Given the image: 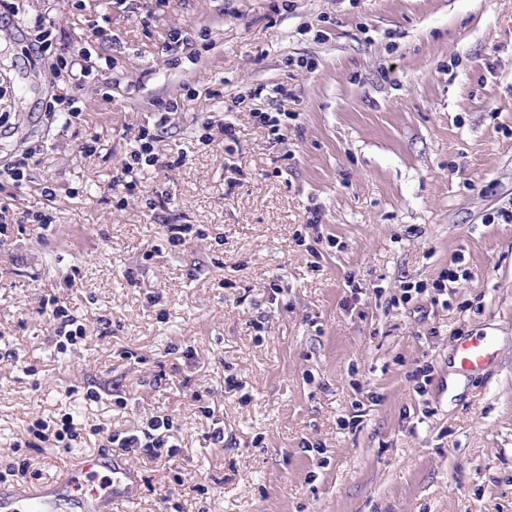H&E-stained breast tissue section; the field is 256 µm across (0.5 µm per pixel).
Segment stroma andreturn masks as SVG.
<instances>
[{
	"label": "stroma",
	"mask_w": 512,
	"mask_h": 512,
	"mask_svg": "<svg viewBox=\"0 0 512 512\" xmlns=\"http://www.w3.org/2000/svg\"><path fill=\"white\" fill-rule=\"evenodd\" d=\"M13 3L0 165L35 155L0 208L52 225L0 246V489L168 415L175 464L131 458L138 498L112 512H512V0ZM36 15L111 68L72 86L33 51ZM72 94L81 121L47 120ZM262 112L289 113L282 141ZM143 127L159 163L129 194L112 180ZM168 223L195 233L171 247ZM458 255L467 277L437 295ZM53 297L87 334L63 353L36 314ZM481 332L498 365L449 390ZM65 412L74 448L27 447L33 418Z\"/></svg>",
	"instance_id": "1"
}]
</instances>
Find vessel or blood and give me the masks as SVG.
Masks as SVG:
<instances>
[{"label": "vessel or blood", "instance_id": "obj_1", "mask_svg": "<svg viewBox=\"0 0 512 512\" xmlns=\"http://www.w3.org/2000/svg\"><path fill=\"white\" fill-rule=\"evenodd\" d=\"M497 337L460 339L453 361L454 373L472 377L496 361ZM139 481L135 470L121 458L104 460L83 455L58 480L34 487L0 490V512H111L113 499L134 500Z\"/></svg>", "mask_w": 512, "mask_h": 512}]
</instances>
